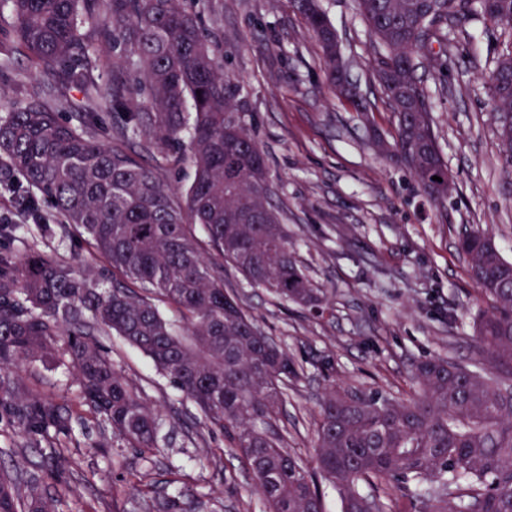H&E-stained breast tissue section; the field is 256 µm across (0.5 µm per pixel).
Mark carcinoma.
I'll use <instances>...</instances> for the list:
<instances>
[{"instance_id":"obj_1","label":"carcinoma","mask_w":512,"mask_h":512,"mask_svg":"<svg viewBox=\"0 0 512 512\" xmlns=\"http://www.w3.org/2000/svg\"><path fill=\"white\" fill-rule=\"evenodd\" d=\"M182 0H0L6 34L36 72L52 78L0 117V186L18 188L16 206L54 232L40 202L64 232L83 237L102 270L51 252L14 253L17 225L0 220V421L46 464L22 478L21 464L0 469V512H57L66 490L67 449L58 442L71 416L28 389L21 366L68 357L80 404L144 458L158 448L157 413L119 372L99 337L115 334L140 349L158 372L199 408L204 424L230 437L268 512H324L314 475L288 452L271 424L286 402L288 352L224 290L231 263L254 287L302 308L320 307L321 290L298 264L288 227L271 205L266 155L242 112L241 85L204 33L201 13ZM321 49L336 87V32L319 0H290ZM384 57L380 87L398 117L396 156L422 192L440 203L448 177L434 135L416 59L431 54L441 72L447 26L481 14L512 29V0H356ZM121 53L99 68V45ZM499 113L500 153L512 167V63L490 74ZM108 110L87 112L76 127L60 105L71 93ZM136 136L160 157L149 165L128 152ZM187 151L192 182L175 189L162 177ZM480 294L493 302L474 329L484 367L443 358L418 362L415 396L396 401L330 387L320 402L317 469L341 512H379L368 486L416 490L419 512H512V261L487 230L458 243ZM173 309L175 324L158 303ZM57 489V496L47 488ZM144 512H193L172 499L143 498Z\"/></svg>"}]
</instances>
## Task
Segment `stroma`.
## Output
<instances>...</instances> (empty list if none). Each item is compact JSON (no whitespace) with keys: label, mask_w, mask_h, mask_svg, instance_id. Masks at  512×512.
Listing matches in <instances>:
<instances>
[{"label":"stroma","mask_w":512,"mask_h":512,"mask_svg":"<svg viewBox=\"0 0 512 512\" xmlns=\"http://www.w3.org/2000/svg\"><path fill=\"white\" fill-rule=\"evenodd\" d=\"M200 2L204 25L236 75L249 127L265 152L272 204L280 211L299 264L329 296L321 312L284 305L225 265L234 290L262 330L298 366L278 427L286 446L316 466L318 404L336 384L398 400L412 394L414 364L443 357L474 369L483 361L473 319L491 306L471 279L457 242L466 230L490 228L512 261V168L498 151L497 114L487 77L512 52V31L486 19L448 25V66L419 60L416 74L455 189L448 200L425 197L410 173L379 154L375 137L393 140L397 117L376 79L379 49L355 0H322L340 40L349 75L368 105L337 98L317 41L288 0ZM46 80L24 52L0 63V110L10 111ZM16 253L52 251L63 261L102 266L74 233H44L23 222ZM116 368L159 410L160 448L152 461L111 447L112 431L75 412L77 386L64 365L32 362L24 382L73 412L71 484L58 512H140L138 488L152 496L193 493L224 512H265L252 473L227 434L202 424L196 405L149 358L117 336L104 337ZM108 451H99V444Z\"/></svg>","instance_id":"35a3bbf8"}]
</instances>
